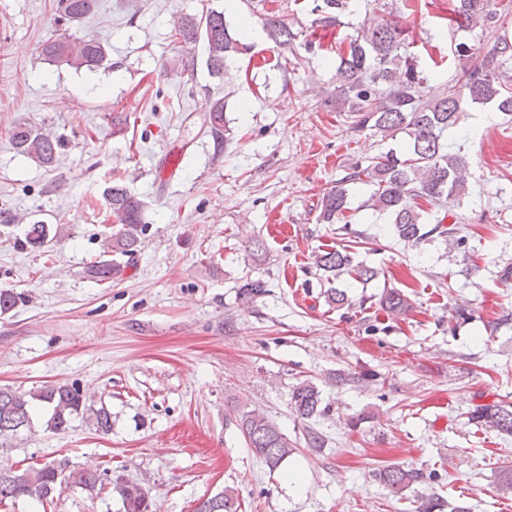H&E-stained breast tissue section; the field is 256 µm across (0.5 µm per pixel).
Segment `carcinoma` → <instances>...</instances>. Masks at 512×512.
<instances>
[{
    "mask_svg": "<svg viewBox=\"0 0 512 512\" xmlns=\"http://www.w3.org/2000/svg\"><path fill=\"white\" fill-rule=\"evenodd\" d=\"M96 6V0H60V19L70 27L79 26ZM349 6V0H313L312 12L318 15L320 27L327 29L339 24L340 14ZM507 15L498 10L496 0H453L450 23L459 30L481 28L498 30L506 24ZM268 37L275 46L294 52L297 34L281 16L266 20ZM175 36L185 44L204 40L207 64L215 75L224 73L228 59L249 54L252 46L243 43L232 32L224 12L208 9L200 17L182 19ZM461 72L457 83L445 88L434 98L426 97V78L418 71L414 54L410 51L404 28L396 21L383 19L374 26H361L349 37L347 48L339 52L336 68V88L329 100L334 112H348L354 118V129L369 131L382 139L406 134L403 148L355 164L351 172L337 180L336 186L325 192L319 205L317 220L321 224H339L345 234L352 233L347 220L348 185L368 184L374 187L364 207L388 218L391 231L401 241L413 246L438 237L450 250L465 248V237L460 235L458 222L447 224V203L467 192L468 161L460 153L448 151L445 135L461 126L465 107L491 105L505 116L512 117V78L501 71L512 60V42L500 36L485 53L463 43L457 47ZM42 55L48 63L66 65L76 70L97 66L108 60L107 46L90 37L70 35L49 40L43 44ZM199 132L221 145L225 137L224 99L211 101L200 118ZM12 148L43 167L55 162L58 138L41 128L20 123L10 133ZM104 205L112 214L117 230L105 241L99 260L87 267V276L96 282H107L120 272V263L113 255L132 256L140 247L143 234V202L124 185L114 182L103 194ZM434 208L432 221L425 220L422 204ZM63 227L49 224H30L25 231L23 245L40 249L50 234L59 235ZM314 266L323 272L327 281L344 276L367 283L378 277V270L354 260L347 249L325 251L314 255ZM267 294V282L248 278L238 288V299L248 306ZM20 294L0 290V316L11 312ZM379 306L392 319L405 315L410 304L400 290H383ZM39 403L53 409L51 427L65 428L73 415L86 417L97 431L112 430V413L105 404L96 408L77 386L46 385L35 391L21 392L0 386V436L15 433L28 426L30 416ZM318 386L303 380L291 389L289 404L302 420H310L326 413ZM469 421L487 426L498 433L512 437V402L494 401L480 404L469 413ZM238 426L246 442L260 461L271 470L296 450L279 425L264 413L252 410L239 417ZM379 481L399 496L407 489L426 480V474L416 468L386 466L377 473ZM74 483L88 496H99L111 487L121 501V512H156L152 499L141 483L117 475L104 483L101 474L85 468L66 475L62 467L49 462L40 468H24L8 474L0 473V503L7 499L28 498L44 503L50 494ZM448 507V512H470L462 503L453 504L429 498L417 512H435ZM241 502L235 490L226 488L198 500L195 512H240Z\"/></svg>",
    "mask_w": 512,
    "mask_h": 512,
    "instance_id": "carcinoma-1",
    "label": "carcinoma"
}]
</instances>
